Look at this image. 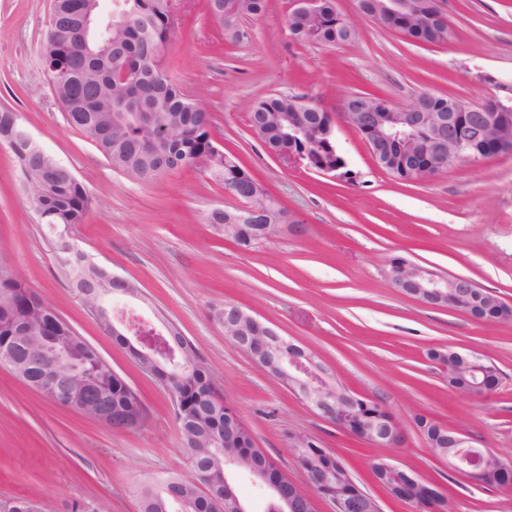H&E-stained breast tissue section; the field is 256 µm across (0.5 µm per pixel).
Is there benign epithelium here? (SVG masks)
Returning a JSON list of instances; mask_svg holds the SVG:
<instances>
[{"label":"benign epithelium","mask_w":512,"mask_h":512,"mask_svg":"<svg viewBox=\"0 0 512 512\" xmlns=\"http://www.w3.org/2000/svg\"><path fill=\"white\" fill-rule=\"evenodd\" d=\"M427 7L424 0H380V13L392 14ZM102 24L99 14V0H84L72 27L81 36L84 44L95 42ZM485 83L493 86L496 93L482 103L473 106L467 114L452 110L448 112H426L425 102L414 99L405 107H398L387 99H381L380 108H374L364 101L361 94L347 96L341 105L343 116L358 130L368 134L365 143L377 166L391 171L397 168L411 173L415 180H427L448 167L456 157H465L478 164L483 160L479 154L481 136L497 138L496 154H512V138L499 136L498 109L512 100V85L501 81L491 73L482 75ZM426 130L423 136L413 138L411 152L401 161L387 156L386 145L400 136L406 129ZM294 134L303 140L291 138L281 147L270 150L275 158L288 164L303 165L324 175L346 178V162L328 166L317 162L318 145L294 128ZM262 183L255 178L245 181L242 187L227 186L225 190L239 201L233 210L225 212V223L216 226L224 238L239 242L263 237L267 240L286 234L301 232L300 221L293 215L279 213L280 203L273 197L265 196L263 205L256 203L258 188ZM93 266L107 279L121 285L120 292L129 298H140L141 293L134 284L112 274L98 263ZM388 280L399 293L415 298L435 307L457 306L468 311L471 318L481 322L482 309L491 300L486 289L472 279L461 275L441 274L407 260L390 265ZM82 296L92 297L85 302L101 329L128 345L136 355L140 368L151 375L155 370L164 369V364L181 365L172 358L160 356L148 339L134 332L132 323L112 317V307L102 293L85 290ZM220 324L224 337L238 351L251 359L271 378L283 384L299 398L307 401L322 419L343 426V414L351 408L358 395L348 388L336 392L340 382L318 359L317 354L305 349L288 337L280 334L277 327L251 311L226 303L220 310ZM27 337V326H17L15 332L0 340V364L12 372L34 391L54 399L56 404L69 410L85 414L91 407H97L99 422L112 429H130L144 420V411L127 419L116 410L108 398L100 395L83 381L82 363L74 345L83 342L76 332L69 336H58L53 326L43 325L37 338V351L31 354L29 365L18 363L14 357V345ZM454 367L448 373L449 386L461 393L478 395L481 386L476 383L475 374L480 371L482 357L472 353L450 350L438 352L439 365ZM360 437L376 448L397 447L402 442V431L393 418L388 416L382 424L369 425L360 431ZM442 447L450 448L448 454H436L440 460L470 479L485 469L488 457L472 449L468 437L454 428H442ZM238 475H247L260 487L270 493L276 504V512H315L313 498L293 481L285 478L275 484L266 479V468L255 466L248 459H234L224 471V502L236 503V512H247L238 497L234 480ZM334 512H379L376 501L363 493L355 498L326 496Z\"/></svg>","instance_id":"benign-epithelium-1"}]
</instances>
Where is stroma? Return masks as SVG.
I'll return each mask as SVG.
<instances>
[{
  "mask_svg": "<svg viewBox=\"0 0 512 512\" xmlns=\"http://www.w3.org/2000/svg\"><path fill=\"white\" fill-rule=\"evenodd\" d=\"M177 32L164 68L188 99L212 117V138L262 181L303 226L250 250L205 222L235 206L208 161L142 184L117 173L95 144L70 126L47 81L41 44L50 0H0V109L17 112L44 151L85 186L93 206L72 235L142 296L134 313L163 315L194 349L212 380L250 429L254 442L296 484L309 487L292 455V433L310 434L336 455L381 512H417L377 485L383 459L437 483L454 512H512V492L451 471L425 446L414 423L423 415L461 430L473 447L512 459V323H480L390 288L401 257L469 277L512 305V154L474 164L459 158L431 179L403 182L378 168L341 103L370 93L395 105L422 92L470 103L489 98L482 80L512 81V0H438L455 37L409 40L358 16L357 0H336L356 17V40L300 44L288 33L292 0H269L225 38L204 0H175ZM278 94L336 114V143L351 179L339 181L279 162L249 126L253 105ZM0 255L122 378L148 411L143 427L117 432L30 389L0 368V503L29 498L42 512L74 501L98 512H138L144 479L189 474L164 385L104 333L60 272L49 235L25 196L11 149L0 144ZM236 303L316 352L350 390L379 403L405 434L402 446L375 448L320 418L224 337L214 312ZM474 353L499 369L497 387L457 392L426 356L429 349Z\"/></svg>",
  "mask_w": 512,
  "mask_h": 512,
  "instance_id": "stroma-1",
  "label": "stroma"
}]
</instances>
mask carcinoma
I'll list each match as a JSON object with an SVG mask.
<instances>
[{"label": "carcinoma", "instance_id": "obj_1", "mask_svg": "<svg viewBox=\"0 0 512 512\" xmlns=\"http://www.w3.org/2000/svg\"><path fill=\"white\" fill-rule=\"evenodd\" d=\"M81 0H55L63 24L47 28L41 59L51 61L56 71L49 74V82L55 96L67 108L81 110L83 124L78 129L93 131L99 136L105 149L103 156L127 178L150 183L166 170L170 157L177 156L191 164L207 159L213 167V175L224 184L241 182L249 176L247 169L234 158L224 156L216 149L211 137V116L205 109L189 101L167 78L149 87L139 85L138 65L150 55L153 48L165 49L175 33L169 18L170 0H132L120 28L112 30L119 39L112 53L121 57L128 71V84H116L112 80V65L107 58L81 55L82 45L75 30L69 25L70 17ZM210 17L224 30L225 36L238 39L245 19H259L267 11L268 0H206ZM438 12H427L420 17L405 14L389 15L381 24L391 30L406 33L416 42L441 43L453 37L448 23L436 18ZM291 39L301 44L332 45L354 40L343 26L336 0H324V6L315 17L297 18L289 30ZM83 83L94 90L93 98L83 104L75 98L72 87ZM300 104L297 98L287 95H270L262 99L251 112H264L269 122L262 137L264 144L275 148L286 141L290 133L288 123L278 126L281 115L294 112ZM23 175L28 199L47 226L51 241L58 235L71 236L77 224L84 223L92 207L84 185L74 176L57 172L59 163L48 154H39L32 147L20 142L10 145ZM60 265L73 273V278L84 281L91 288L101 287L100 276L85 260V255H68L56 252ZM59 318L54 309L11 270L0 272V326L9 322L30 325L28 340L16 346L19 361L27 360L33 350L35 337L39 335L41 321ZM172 347H181L177 360L187 364L183 370L168 369L158 373V378L174 389L181 399L180 407L173 409L178 425H184L188 417H208L212 406L224 405V396L218 391L203 364L183 341L181 335L167 337ZM85 367L90 380L104 395L113 399L121 410L131 413L143 406L139 393L122 388L112 373L99 366L98 352L90 345L85 347ZM384 408L377 403L360 398L350 410L345 421L346 430L358 433L363 426L376 423L385 417ZM253 448H185L183 454L191 472L205 470L207 475L221 481L224 477V456L253 455ZM296 460L307 469L319 474L324 482L319 488L325 492H339L349 496L360 487L350 482L346 468L313 439L299 449ZM165 480L173 482L178 495L192 497L196 486L178 472H171ZM477 481L499 490L512 489V473L489 464L484 475ZM151 480L140 488V512H158L154 508L155 486ZM393 497L408 502L419 512H434L443 507L440 501L431 502L422 485L405 482Z\"/></svg>", "mask_w": 512, "mask_h": 512}]
</instances>
